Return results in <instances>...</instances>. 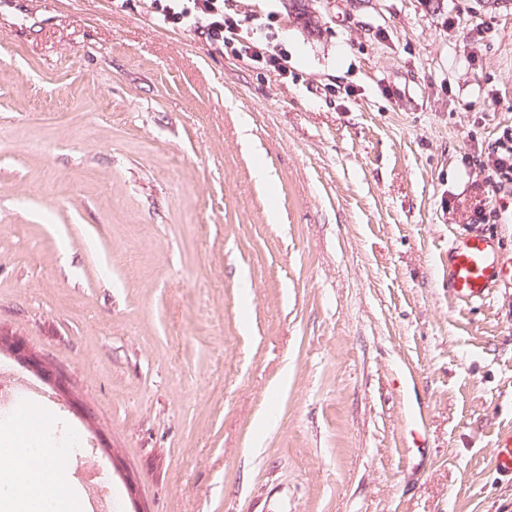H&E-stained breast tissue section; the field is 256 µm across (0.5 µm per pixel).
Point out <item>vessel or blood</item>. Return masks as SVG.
<instances>
[{"mask_svg":"<svg viewBox=\"0 0 512 512\" xmlns=\"http://www.w3.org/2000/svg\"><path fill=\"white\" fill-rule=\"evenodd\" d=\"M512 287V256H504L493 235L470 225L448 247V296L461 307L484 302L504 286ZM494 470L512 481V427L499 432Z\"/></svg>","mask_w":512,"mask_h":512,"instance_id":"obj_1","label":"vessel or blood"}]
</instances>
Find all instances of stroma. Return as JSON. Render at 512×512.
I'll list each match as a JSON object with an SVG mask.
<instances>
[{"label": "stroma", "instance_id": "stroma-1", "mask_svg": "<svg viewBox=\"0 0 512 512\" xmlns=\"http://www.w3.org/2000/svg\"><path fill=\"white\" fill-rule=\"evenodd\" d=\"M228 3L287 74L152 0H0V331L70 383L2 351L0 416L83 434L88 512H512V292L448 297L465 225L512 253V182L479 170L512 5L312 0L309 33ZM10 353L20 364L40 376L45 383L52 385L59 391L64 388L62 377L39 356L31 352L23 340L19 338L12 339ZM495 448V472L500 477L512 481V427L499 432Z\"/></svg>", "mask_w": 512, "mask_h": 512}]
</instances>
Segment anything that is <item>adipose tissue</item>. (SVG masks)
Segmentation results:
<instances>
[{
  "label": "adipose tissue",
  "instance_id": "adipose-tissue-1",
  "mask_svg": "<svg viewBox=\"0 0 512 512\" xmlns=\"http://www.w3.org/2000/svg\"><path fill=\"white\" fill-rule=\"evenodd\" d=\"M70 449L47 441L44 418L0 432V512H85L66 473Z\"/></svg>",
  "mask_w": 512,
  "mask_h": 512
}]
</instances>
